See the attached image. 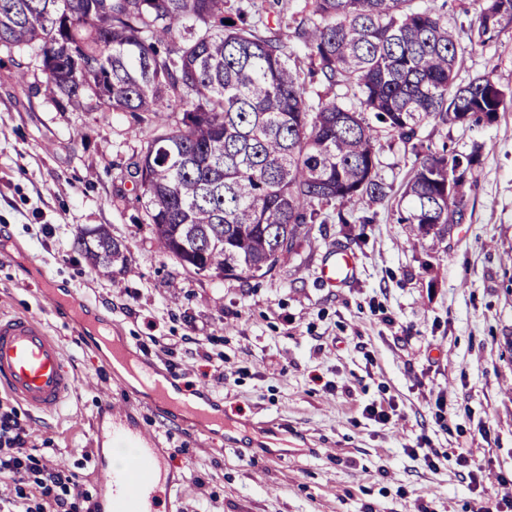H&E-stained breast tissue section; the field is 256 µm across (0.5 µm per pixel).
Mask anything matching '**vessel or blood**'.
I'll return each mask as SVG.
<instances>
[{
    "label": "vessel or blood",
    "mask_w": 512,
    "mask_h": 512,
    "mask_svg": "<svg viewBox=\"0 0 512 512\" xmlns=\"http://www.w3.org/2000/svg\"><path fill=\"white\" fill-rule=\"evenodd\" d=\"M356 271L354 255L337 250L321 268L323 282L331 286L348 282ZM115 360L131 357L129 350L117 347ZM134 358V357H131ZM135 373L142 388L161 404H171L177 419L188 418L208 425H222L219 415L208 409L183 403L172 405L167 379L147 356L134 358ZM78 378L67 367L58 342L45 327L25 316L0 315V388L42 413L59 412L76 392ZM98 441L134 449L130 464L114 466L104 451L95 454V469L112 498V512H174L170 492L179 478L169 467L164 449L153 433L138 425L131 410L104 398L101 404Z\"/></svg>",
    "instance_id": "b4317fda"
}]
</instances>
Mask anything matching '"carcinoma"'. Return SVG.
<instances>
[{"label":"carcinoma","mask_w":512,"mask_h":512,"mask_svg":"<svg viewBox=\"0 0 512 512\" xmlns=\"http://www.w3.org/2000/svg\"><path fill=\"white\" fill-rule=\"evenodd\" d=\"M477 2L466 29L418 0H307L296 25L280 11L273 27L254 0L230 24L227 0H0V46L39 43L49 87L71 103L90 94L114 112L166 113L134 163L161 253L253 278L314 225L347 224L390 197L376 173L378 125L416 156L400 222L438 240L459 223L479 150L425 152L413 139L425 123H490L512 106L491 71L454 83L464 42L512 27V0ZM290 27L305 72L281 37ZM314 80L322 90L310 96ZM73 246L102 276L124 258L103 226L77 229Z\"/></svg>","instance_id":"obj_1"}]
</instances>
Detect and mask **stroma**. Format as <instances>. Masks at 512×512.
Listing matches in <instances>:
<instances>
[{
  "label": "stroma",
  "mask_w": 512,
  "mask_h": 512,
  "mask_svg": "<svg viewBox=\"0 0 512 512\" xmlns=\"http://www.w3.org/2000/svg\"><path fill=\"white\" fill-rule=\"evenodd\" d=\"M39 47L0 48V313L41 321L83 378L56 415L0 390L33 429L37 460L75 474L86 499L106 495L93 472L104 394L127 402L175 471L177 512H503L512 484V108L490 123L422 126L432 151L479 162L459 224L416 240L395 196L415 155L380 132L377 174L393 198L364 206V224L332 222L300 238L271 274L221 278L159 252L133 177L137 113L103 118L95 103L60 105ZM29 65L26 80L16 62ZM493 71L512 89V29L467 50L456 82ZM105 226L124 263L94 273L72 247L77 228ZM354 252L356 277L327 286L329 251ZM76 292L109 335L149 354L180 392L208 388L228 430L206 432L133 390L117 391L108 356L42 293ZM180 337L164 349L160 339ZM223 373L225 383L214 380ZM391 406L381 424L369 404ZM449 454L412 455L419 437ZM473 452L464 468L454 447Z\"/></svg>",
  "instance_id": "1"
}]
</instances>
